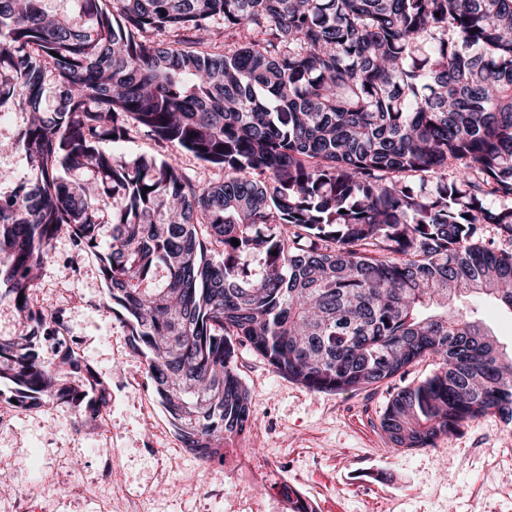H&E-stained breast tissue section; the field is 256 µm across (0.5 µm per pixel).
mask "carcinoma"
Instances as JSON below:
<instances>
[{"label":"carcinoma","instance_id":"1","mask_svg":"<svg viewBox=\"0 0 512 512\" xmlns=\"http://www.w3.org/2000/svg\"><path fill=\"white\" fill-rule=\"evenodd\" d=\"M0 0V117L26 171L0 193V384L103 421L104 381L33 290L63 230L144 358L188 452L254 421L237 349L312 392L376 389L431 359L380 428L426 448L512 423V355L461 297L512 309V0ZM224 21L231 43L213 45ZM135 128L173 154L128 161ZM236 238L239 245L231 243ZM177 156L188 176L200 185L212 182L222 176V171L217 167L195 159L188 152L180 151Z\"/></svg>","mask_w":512,"mask_h":512}]
</instances>
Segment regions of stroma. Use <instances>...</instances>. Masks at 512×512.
<instances>
[{"label": "stroma", "mask_w": 512, "mask_h": 512, "mask_svg": "<svg viewBox=\"0 0 512 512\" xmlns=\"http://www.w3.org/2000/svg\"><path fill=\"white\" fill-rule=\"evenodd\" d=\"M68 233L55 239L35 298L62 311L83 361L107 384L105 422L85 423L66 403L18 408L0 397V512H275L272 499L225 503L229 476L176 451V432L155 401L139 356L104 302L94 262L73 267ZM483 326L512 354V311L473 298ZM431 361L378 389L310 392L248 349L238 370L256 402L255 435L239 447L284 457L322 512H512V425L488 415L427 448H394L380 428L392 394L422 380Z\"/></svg>", "instance_id": "1"}]
</instances>
